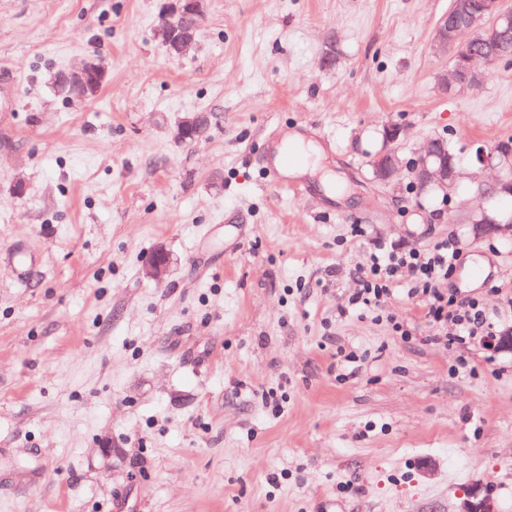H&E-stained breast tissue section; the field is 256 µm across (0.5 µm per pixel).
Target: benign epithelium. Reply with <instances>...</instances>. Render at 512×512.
Segmentation results:
<instances>
[{"mask_svg":"<svg viewBox=\"0 0 512 512\" xmlns=\"http://www.w3.org/2000/svg\"><path fill=\"white\" fill-rule=\"evenodd\" d=\"M205 16V0H172L163 10L164 24L161 32L169 55L182 56L191 43L188 39L200 30ZM512 42V8L507 9L503 0H452V5L436 23L432 50L437 55L453 52L457 62L450 76L443 79V88L473 87L478 83L479 72L475 64L499 62L505 59L503 50ZM105 76V71L95 60H82L69 66L59 80L70 90L78 92L88 86L89 77ZM439 143L433 141L427 147L421 162L412 168L414 180L448 187L457 173L448 168V162L439 156ZM399 158L390 153L372 161L376 179L386 182L396 173ZM170 267V257L165 251L149 261L144 272L154 280L163 279ZM491 349L512 351V329H506L485 341ZM487 500L483 487L470 486L456 512H486Z\"/></svg>","mask_w":512,"mask_h":512,"instance_id":"1","label":"benign epithelium"}]
</instances>
